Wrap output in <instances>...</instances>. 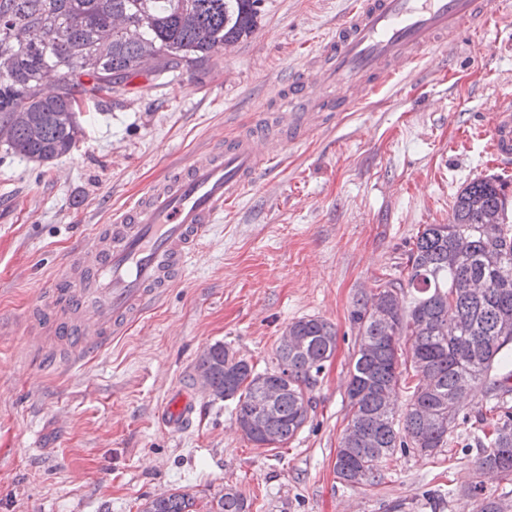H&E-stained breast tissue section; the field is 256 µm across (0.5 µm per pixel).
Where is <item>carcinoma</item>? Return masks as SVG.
<instances>
[{
	"label": "carcinoma",
	"mask_w": 512,
	"mask_h": 512,
	"mask_svg": "<svg viewBox=\"0 0 512 512\" xmlns=\"http://www.w3.org/2000/svg\"><path fill=\"white\" fill-rule=\"evenodd\" d=\"M263 0H0V145L33 163L70 153L84 136L80 115L112 101L152 64L166 79L208 61L219 49L251 36ZM56 80L45 95L44 83ZM507 183L476 178L455 197L447 224H426L399 275L354 301L358 331L347 394L348 423L336 453L341 483L374 485L398 448L432 455L446 447L461 414V398L482 384L495 400L483 417L480 473L512 481V232L489 227L505 212ZM276 365L257 371L215 343L196 368L212 394L235 403L244 436L261 447L285 444L313 409L309 393L336 349V330L320 317L288 325ZM409 390L396 419L400 388ZM466 494L477 512H512L506 497ZM141 512H198L179 491L148 499ZM208 512H249L239 491L212 497Z\"/></svg>",
	"instance_id": "carcinoma-1"
}]
</instances>
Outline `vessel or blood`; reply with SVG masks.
Instances as JSON below:
<instances>
[{
    "mask_svg": "<svg viewBox=\"0 0 512 512\" xmlns=\"http://www.w3.org/2000/svg\"><path fill=\"white\" fill-rule=\"evenodd\" d=\"M493 20L487 0H354L316 60L280 94L286 129L304 136L316 117L334 118L391 85L450 35ZM489 151L512 159V98L490 106ZM283 141L268 122L225 140L201 160L171 171L136 202L99 226L93 247L62 263L63 287L51 306L72 319L78 358L98 353L151 308L210 234L225 208L275 163ZM194 405L175 395L162 425L179 429Z\"/></svg>",
    "mask_w": 512,
    "mask_h": 512,
    "instance_id": "vessel-or-blood-1",
    "label": "vessel or blood"
}]
</instances>
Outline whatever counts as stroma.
<instances>
[{"instance_id":"1","label":"stroma","mask_w":512,"mask_h":512,"mask_svg":"<svg viewBox=\"0 0 512 512\" xmlns=\"http://www.w3.org/2000/svg\"><path fill=\"white\" fill-rule=\"evenodd\" d=\"M498 19L463 30L453 60L426 52L397 83L288 147L225 209L172 288L104 351H73L41 323L44 283L68 253L173 167L278 110L296 77L346 15L350 0H263L258 30L231 52L161 84L132 78L116 104L82 115L85 136L38 165L0 147V512H139L176 489L205 505L236 487L250 512H474L484 387L463 401L454 444L397 450L379 484L351 488L334 471L347 424L356 351L350 322L361 291L397 273L419 230L448 223L476 178L507 182L488 152L487 106L512 96V0ZM336 328V350L311 393L314 410L278 448L247 440L234 404L196 390L184 429L160 427L170 388L195 383L199 356L221 342L256 370L302 317ZM53 368L28 366L29 334Z\"/></svg>"}]
</instances>
